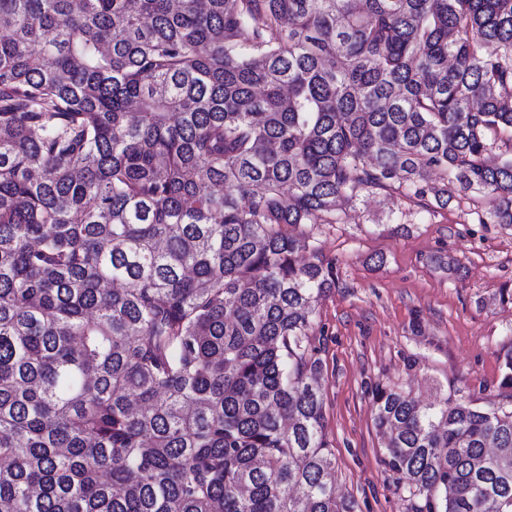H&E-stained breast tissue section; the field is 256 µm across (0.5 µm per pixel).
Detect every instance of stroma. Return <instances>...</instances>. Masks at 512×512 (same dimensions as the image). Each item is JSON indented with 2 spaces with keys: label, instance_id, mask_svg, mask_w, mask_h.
Instances as JSON below:
<instances>
[{
  "label": "stroma",
  "instance_id": "1",
  "mask_svg": "<svg viewBox=\"0 0 512 512\" xmlns=\"http://www.w3.org/2000/svg\"><path fill=\"white\" fill-rule=\"evenodd\" d=\"M467 199L428 210L404 195H366L338 224L310 230V250L336 263L337 285L311 330L323 362L325 434L337 496L355 512H415L385 464L375 389L430 405L502 400L499 353L512 342V227L480 223ZM456 259L458 275L443 265Z\"/></svg>",
  "mask_w": 512,
  "mask_h": 512
}]
</instances>
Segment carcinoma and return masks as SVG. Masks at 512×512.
Wrapping results in <instances>:
<instances>
[{"label": "carcinoma", "mask_w": 512, "mask_h": 512, "mask_svg": "<svg viewBox=\"0 0 512 512\" xmlns=\"http://www.w3.org/2000/svg\"><path fill=\"white\" fill-rule=\"evenodd\" d=\"M376 191L512 226V0H0V512H354L294 228ZM374 403L416 512H512V395Z\"/></svg>", "instance_id": "cac0c4a2"}]
</instances>
